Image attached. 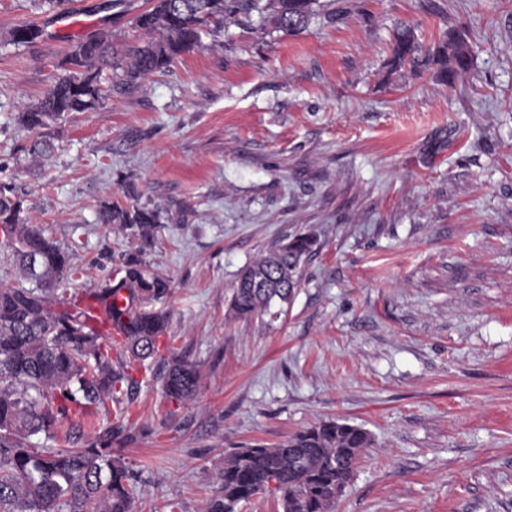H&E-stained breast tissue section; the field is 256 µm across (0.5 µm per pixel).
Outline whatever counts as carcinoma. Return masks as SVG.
I'll return each mask as SVG.
<instances>
[{
  "label": "carcinoma",
  "mask_w": 512,
  "mask_h": 512,
  "mask_svg": "<svg viewBox=\"0 0 512 512\" xmlns=\"http://www.w3.org/2000/svg\"><path fill=\"white\" fill-rule=\"evenodd\" d=\"M321 7L320 0H150L133 20L143 41L119 52L104 31L73 40L59 64L63 75L16 115L21 128L39 134L28 152L49 153L52 123L102 103L107 67L115 86L130 91L166 71L202 37H220L227 23L256 22L265 34L294 35L306 31ZM41 35L29 23L13 29L10 41L28 44ZM471 65L464 32H446L425 45L409 25L397 28L387 61L390 74L406 66L429 70L450 86ZM96 222L129 230L139 248L98 287L69 293L63 284L81 274L71 249L31 223L24 201L0 185V242L11 249L6 262L17 276L13 284L0 283V512H136L135 473L115 447L128 435V410L140 385L136 373L152 368L166 403L177 408L200 391L199 366L168 345V314L156 308L170 283L141 257L154 241L160 211L105 201ZM317 250V239L305 233L270 247L240 271L231 309L251 317L290 303L302 263ZM114 324L122 335H112ZM65 424L68 447L51 446ZM39 434L44 442L31 440ZM370 443L364 429L328 420L274 446L237 448L224 458L206 512H236L264 493L277 496L283 512H335Z\"/></svg>",
  "instance_id": "obj_1"
}]
</instances>
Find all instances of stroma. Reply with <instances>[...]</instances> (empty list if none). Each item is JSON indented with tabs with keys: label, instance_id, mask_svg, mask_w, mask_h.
<instances>
[{
	"label": "stroma",
	"instance_id": "1",
	"mask_svg": "<svg viewBox=\"0 0 512 512\" xmlns=\"http://www.w3.org/2000/svg\"><path fill=\"white\" fill-rule=\"evenodd\" d=\"M0 0V184L97 287L132 238L96 221L131 196L164 220L146 254L199 396L169 413L143 380L122 443L139 512H203L234 448L328 420L366 430L336 512H512V0H334L301 34L226 25L219 40L25 149L19 109L70 39L135 37L147 0ZM467 26L454 86L386 75L392 30ZM54 41L14 45L18 25ZM302 231L320 248L278 318L230 308L237 276Z\"/></svg>",
	"mask_w": 512,
	"mask_h": 512
}]
</instances>
